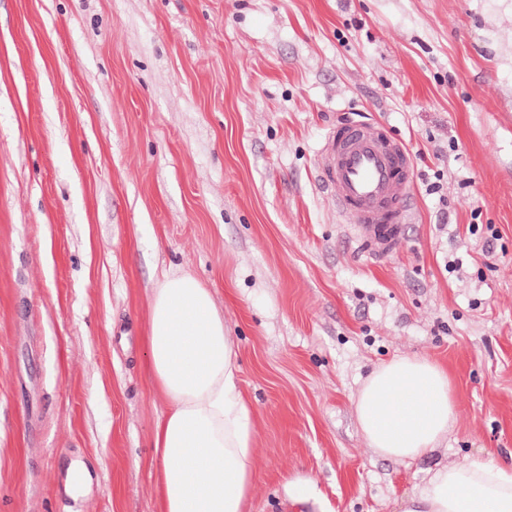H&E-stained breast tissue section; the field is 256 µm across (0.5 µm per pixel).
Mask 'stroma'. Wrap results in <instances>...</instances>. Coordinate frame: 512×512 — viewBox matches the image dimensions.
I'll return each mask as SVG.
<instances>
[{
	"mask_svg": "<svg viewBox=\"0 0 512 512\" xmlns=\"http://www.w3.org/2000/svg\"><path fill=\"white\" fill-rule=\"evenodd\" d=\"M364 115L413 164L378 261L315 172ZM169 269L238 347L246 512H401L439 467L512 465V0H0V512H155L143 336ZM414 356L456 421L396 461L354 401Z\"/></svg>",
	"mask_w": 512,
	"mask_h": 512,
	"instance_id": "1",
	"label": "stroma"
}]
</instances>
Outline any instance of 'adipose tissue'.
<instances>
[{"label": "adipose tissue", "instance_id": "adipose-tissue-1", "mask_svg": "<svg viewBox=\"0 0 512 512\" xmlns=\"http://www.w3.org/2000/svg\"><path fill=\"white\" fill-rule=\"evenodd\" d=\"M144 343L148 376L168 404L153 435L156 512H244L256 473L254 424L211 290L190 273L164 272L152 290ZM355 412L369 448L394 460L429 455L456 419L445 369L410 357L377 367ZM401 512H512V465L440 467Z\"/></svg>", "mask_w": 512, "mask_h": 512}]
</instances>
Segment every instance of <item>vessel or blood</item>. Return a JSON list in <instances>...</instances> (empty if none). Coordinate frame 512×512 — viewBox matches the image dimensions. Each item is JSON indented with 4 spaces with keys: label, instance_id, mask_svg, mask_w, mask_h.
I'll return each instance as SVG.
<instances>
[{
    "label": "vessel or blood",
    "instance_id": "1",
    "mask_svg": "<svg viewBox=\"0 0 512 512\" xmlns=\"http://www.w3.org/2000/svg\"><path fill=\"white\" fill-rule=\"evenodd\" d=\"M316 171L364 252L374 258L393 254L404 240L413 192L404 143L377 121L349 120L326 136Z\"/></svg>",
    "mask_w": 512,
    "mask_h": 512
}]
</instances>
